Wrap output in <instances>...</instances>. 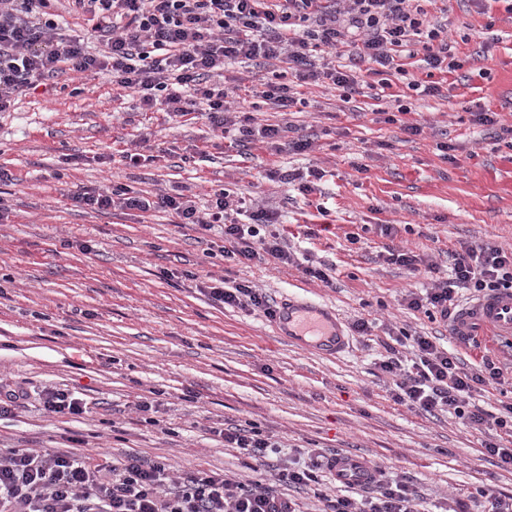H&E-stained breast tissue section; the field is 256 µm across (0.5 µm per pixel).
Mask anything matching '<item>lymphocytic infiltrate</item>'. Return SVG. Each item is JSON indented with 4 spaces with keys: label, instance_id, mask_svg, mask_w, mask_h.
<instances>
[{
    "label": "lymphocytic infiltrate",
    "instance_id": "1",
    "mask_svg": "<svg viewBox=\"0 0 512 512\" xmlns=\"http://www.w3.org/2000/svg\"><path fill=\"white\" fill-rule=\"evenodd\" d=\"M438 0H73L87 15L103 48L90 50L77 36L63 34L49 0H0V113L55 77L61 69L78 74L108 73L117 91L138 96L145 111L172 117L195 113L230 144L259 145L271 154L305 153L314 147L289 116L300 104L301 87L329 83L342 102L392 76L406 78L418 96H442L441 82L416 79L412 59L427 72L452 73L465 65L448 42V27L433 21L428 6ZM287 63L289 81L263 80L254 97L274 105L279 118L257 122L236 105L237 86L228 82L230 66L243 61ZM93 211L163 212L178 227L219 234L221 255L237 265L295 267L325 286L336 281L335 265L297 253L278 228L280 211L272 203L222 188L206 207L182 191L147 199L124 186L91 188L74 198ZM450 274L425 292L407 289V310L428 322L451 324L458 302L512 289V248L491 242L462 243L448 253ZM213 303L274 316L277 306L253 284L226 285L212 273L191 276ZM410 355H403V345ZM377 362L392 381L399 404L433 415L451 414L468 429L493 425L505 439L486 443L487 454L512 468V401L486 409L478 399L512 386V370L492 356L465 362L456 348L441 347L419 327L401 332ZM225 445L258 460L273 446L258 428L219 431ZM324 456L281 471L289 486L313 494L322 512H424L421 498L406 479L377 475L357 494L323 491ZM0 512H297L294 502L261 482L246 483L223 471L197 469L173 476L168 464L139 454L118 461L105 453L48 448H14L0 455Z\"/></svg>",
    "mask_w": 512,
    "mask_h": 512
}]
</instances>
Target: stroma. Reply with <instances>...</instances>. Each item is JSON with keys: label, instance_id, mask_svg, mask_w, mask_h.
I'll return each instance as SVG.
<instances>
[{"label": "stroma", "instance_id": "stroma-1", "mask_svg": "<svg viewBox=\"0 0 512 512\" xmlns=\"http://www.w3.org/2000/svg\"><path fill=\"white\" fill-rule=\"evenodd\" d=\"M437 21L468 54L448 75L447 97L417 96L402 134L383 115H343L333 91L307 89L293 117L315 140L314 151L278 158L285 171L316 164L330 171L321 195L300 206L296 184L262 180L266 150L228 148L206 120L171 119L141 110L136 95L117 93L107 74L64 71L0 116V185L9 208L0 224V390L28 397L0 420V453L12 448L66 449L84 440L115 459L137 453L165 457L172 470L232 471L243 481L276 486L301 512H320L313 495L278 479L282 462L304 464L309 452L359 453L388 477H408L428 507L457 499L487 512L477 494L492 485L512 494V471L484 450L498 429L465 430L448 414L431 417L395 402L375 363L390 335L419 326L403 309L404 289L426 288L429 275H410L379 261L397 228L395 245L430 255L440 273L448 252L482 240L512 248V148L474 122L472 107L495 112L512 126V14L492 0L489 15L473 0H447ZM492 32L481 33L487 17ZM456 145L454 160L436 145ZM206 145V157L196 148ZM142 154L139 166L120 160ZM123 185L135 190L178 188L197 201L223 187L269 197L280 222L301 236L313 206L331 211L332 233L313 249L335 265L336 285L324 287L293 267L234 265L209 256L198 231L181 229L163 213L95 212L76 207L84 189ZM359 234L350 244L346 236ZM90 242L94 250L82 252ZM211 272L249 282L275 301L289 296L331 305L345 324L375 320L371 338L352 336L331 358L290 346L264 314L219 306L185 280ZM73 393L85 414L48 413L43 390ZM157 392L156 412L140 413V397ZM254 424L280 446L258 461L225 446L215 428Z\"/></svg>", "mask_w": 512, "mask_h": 512}]
</instances>
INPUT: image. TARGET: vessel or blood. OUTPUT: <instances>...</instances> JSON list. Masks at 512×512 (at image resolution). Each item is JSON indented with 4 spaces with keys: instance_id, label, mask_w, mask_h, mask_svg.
<instances>
[{
    "instance_id": "vessel-or-blood-1",
    "label": "vessel or blood",
    "mask_w": 512,
    "mask_h": 512,
    "mask_svg": "<svg viewBox=\"0 0 512 512\" xmlns=\"http://www.w3.org/2000/svg\"><path fill=\"white\" fill-rule=\"evenodd\" d=\"M272 324L277 336L328 356L339 355L349 346L340 317L324 303L288 299L277 308ZM452 333L483 343L495 337H512V289H501L460 306ZM329 470L334 481L342 485H367L375 474L369 459L344 452L331 457Z\"/></svg>"
}]
</instances>
